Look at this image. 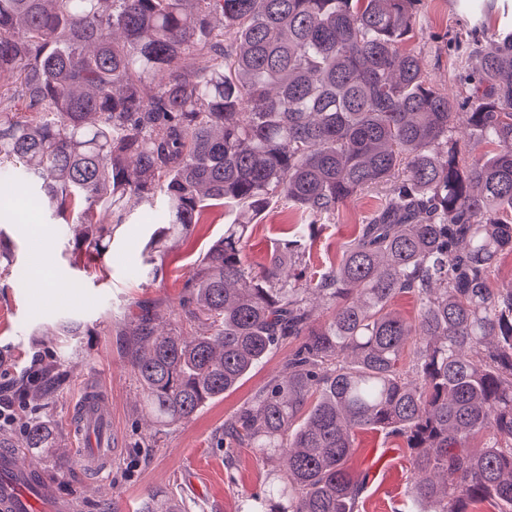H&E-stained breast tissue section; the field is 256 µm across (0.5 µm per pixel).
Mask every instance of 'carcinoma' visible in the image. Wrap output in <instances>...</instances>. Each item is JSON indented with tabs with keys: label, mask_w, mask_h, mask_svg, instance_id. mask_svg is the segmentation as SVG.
Instances as JSON below:
<instances>
[{
	"label": "carcinoma",
	"mask_w": 512,
	"mask_h": 512,
	"mask_svg": "<svg viewBox=\"0 0 512 512\" xmlns=\"http://www.w3.org/2000/svg\"><path fill=\"white\" fill-rule=\"evenodd\" d=\"M416 2L0 0V181L83 226L98 254L105 202L164 199L155 254L207 206L256 215L279 197L312 234L384 189L321 274L293 240L250 266V224H226L185 284L195 335L144 305L129 317L125 354L163 427L297 342L224 421V447L268 467L246 512H358L367 474L348 462L365 429L409 450L413 512H512V287L489 281L512 251V33L462 50L460 101L402 48ZM461 124L498 153L463 154ZM403 294L415 323L393 308ZM22 436L38 456L56 447L48 420ZM141 512L184 510L151 490Z\"/></svg>",
	"instance_id": "carcinoma-1"
}]
</instances>
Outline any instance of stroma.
I'll return each instance as SVG.
<instances>
[{"mask_svg":"<svg viewBox=\"0 0 512 512\" xmlns=\"http://www.w3.org/2000/svg\"><path fill=\"white\" fill-rule=\"evenodd\" d=\"M416 11V31L406 48L418 54L435 86L465 97L448 44L470 42L478 21L463 0H418ZM381 196L374 189L349 198L312 235L293 227L295 207L271 199L250 226L248 264L264 262L285 240L296 238L308 272L337 265L354 226L370 217ZM124 212V222L112 227L107 252L99 256L86 252L78 228L55 223L26 201L15 206L11 223L0 226L14 253L13 266L0 265V389L13 394L12 430L21 433L31 417L53 422L69 465L60 471L53 458L43 460L48 480L42 495L75 499L81 512H139L151 489L179 501L185 512H241L245 495L263 489L267 472L250 449L226 452L224 421L282 372L294 345H279L234 390L188 421L150 434L137 378L123 354L128 313L147 299L156 304L165 327L194 334L197 322L179 307L184 283L223 236L228 216L220 207L206 209L200 224L162 255L154 277L146 272L148 243L157 229L153 217L132 200L125 201ZM43 266L56 287L38 281ZM69 322L79 324L77 334L60 335L59 326ZM48 365L58 366L62 379L49 398L31 403L15 395L19 378L39 376ZM89 388L102 390L112 413V467L100 476L83 468L71 437L75 405ZM350 464L370 474L360 512H406L411 465L400 440L378 430L361 431Z\"/></svg>","mask_w":512,"mask_h":512,"instance_id":"stroma-1","label":"stroma"}]
</instances>
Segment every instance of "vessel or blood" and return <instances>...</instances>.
<instances>
[{"label": "vessel or blood", "instance_id": "obj_1", "mask_svg": "<svg viewBox=\"0 0 512 512\" xmlns=\"http://www.w3.org/2000/svg\"><path fill=\"white\" fill-rule=\"evenodd\" d=\"M112 416L103 407V397L87 390L76 406L74 446L88 472L102 474L112 464ZM25 455L20 448H0V512H35L40 504L37 491L41 472L19 464Z\"/></svg>", "mask_w": 512, "mask_h": 512}]
</instances>
